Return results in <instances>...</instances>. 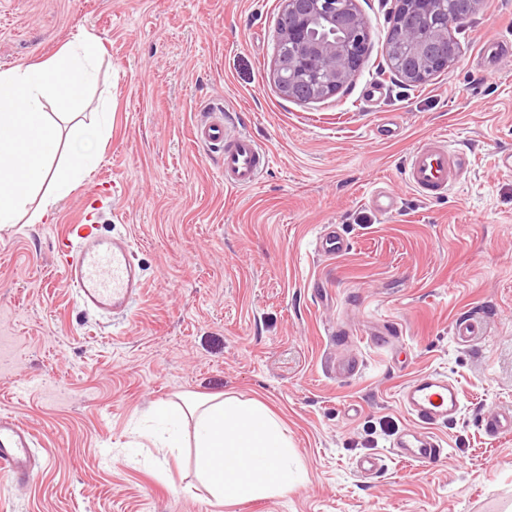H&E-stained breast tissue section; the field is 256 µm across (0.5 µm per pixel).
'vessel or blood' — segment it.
I'll return each instance as SVG.
<instances>
[{"instance_id":"obj_1","label":"vessel or blood","mask_w":512,"mask_h":512,"mask_svg":"<svg viewBox=\"0 0 512 512\" xmlns=\"http://www.w3.org/2000/svg\"><path fill=\"white\" fill-rule=\"evenodd\" d=\"M192 137L197 145L222 156L226 188L253 187L269 166L260 143L226 123L222 107H211L206 118L195 124ZM467 167L462 153L452 149L447 140L435 138L411 150L403 178L422 197L437 199L447 195ZM367 204L373 211L387 214L396 209L397 198L378 187L370 193ZM316 247L325 255L336 256L347 251L348 241L331 227L319 234ZM131 250L127 235L102 234L81 219L67 226L58 242V252L65 279L79 305L114 319L127 316L145 286L130 258ZM400 401L415 425L396 438L392 453L422 466L439 460L443 450L433 430L460 413L461 400L455 387L440 374H420L402 389ZM34 444L29 428L14 417L0 415L1 471L17 481L29 479Z\"/></svg>"}]
</instances>
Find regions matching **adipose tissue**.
<instances>
[{
	"label": "adipose tissue",
	"instance_id": "obj_1",
	"mask_svg": "<svg viewBox=\"0 0 512 512\" xmlns=\"http://www.w3.org/2000/svg\"><path fill=\"white\" fill-rule=\"evenodd\" d=\"M100 54L96 40L79 39L46 60L0 70V231L48 223L57 203L98 165L92 143L103 136V123L78 115ZM49 102L60 118L46 112ZM64 140L71 153L61 165L55 157ZM157 415L162 428L151 440L165 452L180 447L182 427L192 424L196 472L218 503L281 495L305 477L284 423L257 400L206 395L159 405Z\"/></svg>",
	"mask_w": 512,
	"mask_h": 512
}]
</instances>
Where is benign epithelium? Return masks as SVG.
<instances>
[{
	"instance_id": "obj_1",
	"label": "benign epithelium",
	"mask_w": 512,
	"mask_h": 512,
	"mask_svg": "<svg viewBox=\"0 0 512 512\" xmlns=\"http://www.w3.org/2000/svg\"><path fill=\"white\" fill-rule=\"evenodd\" d=\"M391 26L394 40L386 45L389 64L407 85L428 80L443 48L445 66L459 57L449 47L448 34L462 17H470L484 0H451L455 12L443 9L444 0H396ZM288 26L277 34L273 80L285 97L318 101L338 93L358 70L353 43L368 33L357 0H283Z\"/></svg>"
}]
</instances>
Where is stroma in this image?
<instances>
[{"mask_svg": "<svg viewBox=\"0 0 512 512\" xmlns=\"http://www.w3.org/2000/svg\"><path fill=\"white\" fill-rule=\"evenodd\" d=\"M358 5L363 64L339 93L298 102L271 74L282 0H0V69L89 36L102 57L84 110L112 105L102 160L55 222L0 232V414L36 437L30 480H0V512H512V434L484 426L512 410V172L498 165L512 54L479 60L487 36L512 34V0H485L454 32L457 62L416 86L386 62L394 0ZM218 104L272 158L252 188H225L218 155L192 140ZM388 115L401 130L382 139ZM433 136L470 168L429 201L402 172ZM96 180L97 221L130 237L146 281L112 323L79 307L55 251ZM380 186L394 213L367 207ZM327 224L349 243L332 259L315 251ZM428 371L461 412L421 466L390 446L414 425L402 388ZM223 392L285 422L303 483L220 505L193 449L165 458L141 436L159 403ZM366 454L384 460L370 476L355 468Z\"/></svg>", "mask_w": 512, "mask_h": 512, "instance_id": "stroma-1", "label": "stroma"}]
</instances>
